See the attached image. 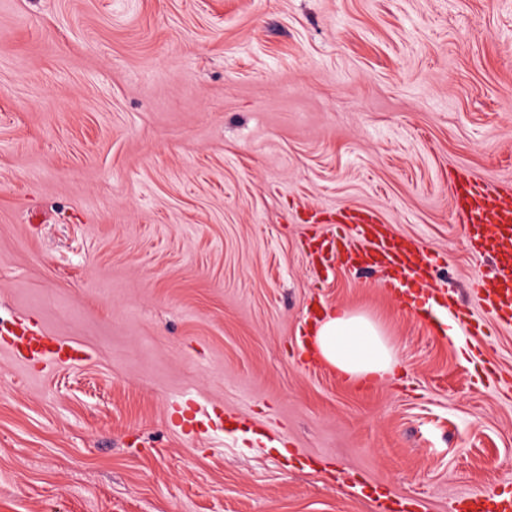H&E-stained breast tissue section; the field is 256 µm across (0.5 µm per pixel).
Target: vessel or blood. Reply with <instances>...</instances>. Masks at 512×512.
I'll return each instance as SVG.
<instances>
[{
    "label": "vessel or blood",
    "instance_id": "vessel-or-blood-1",
    "mask_svg": "<svg viewBox=\"0 0 512 512\" xmlns=\"http://www.w3.org/2000/svg\"><path fill=\"white\" fill-rule=\"evenodd\" d=\"M454 212L470 226L474 254L491 255V269L475 275L471 293L494 319L512 323V185H494L455 169ZM336 230L328 236H313L311 242L321 262L338 259L354 267L386 270V288L404 296L412 285L426 286L433 279L438 255L427 253L419 240L391 233L379 216L366 209L337 213ZM14 351L37 356L56 354L61 343L37 330H24L22 338L9 342ZM467 512H512V498H495L473 492L465 498Z\"/></svg>",
    "mask_w": 512,
    "mask_h": 512
}]
</instances>
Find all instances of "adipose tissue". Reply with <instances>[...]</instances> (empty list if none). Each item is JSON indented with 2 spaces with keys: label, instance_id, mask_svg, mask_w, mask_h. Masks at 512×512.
<instances>
[{
  "label": "adipose tissue",
  "instance_id": "1",
  "mask_svg": "<svg viewBox=\"0 0 512 512\" xmlns=\"http://www.w3.org/2000/svg\"><path fill=\"white\" fill-rule=\"evenodd\" d=\"M314 342L320 359L350 379L381 378L395 365L381 326L353 311L329 310L315 330Z\"/></svg>",
  "mask_w": 512,
  "mask_h": 512
}]
</instances>
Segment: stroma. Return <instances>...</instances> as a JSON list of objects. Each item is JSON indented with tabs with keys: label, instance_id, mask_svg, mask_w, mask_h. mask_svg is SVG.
<instances>
[{
	"label": "stroma",
	"instance_id": "stroma-1",
	"mask_svg": "<svg viewBox=\"0 0 512 512\" xmlns=\"http://www.w3.org/2000/svg\"><path fill=\"white\" fill-rule=\"evenodd\" d=\"M512 184V0H0V512H455L512 495V324L435 334L310 208L473 256L448 172ZM382 325L350 380L298 336ZM314 342L320 359L348 379L383 378L395 365L381 326L354 311L329 309L315 330ZM20 329L23 336L17 337V339L11 337V340L8 342L11 349L17 353L27 352L32 355L41 357L47 354H51L52 359L55 362L63 361L62 357L59 353H57V351L59 348H64L65 344L61 343L56 337L48 336L41 330L34 331L26 328ZM20 343L24 344V346H22Z\"/></svg>",
	"mask_w": 512,
	"mask_h": 512
}]
</instances>
